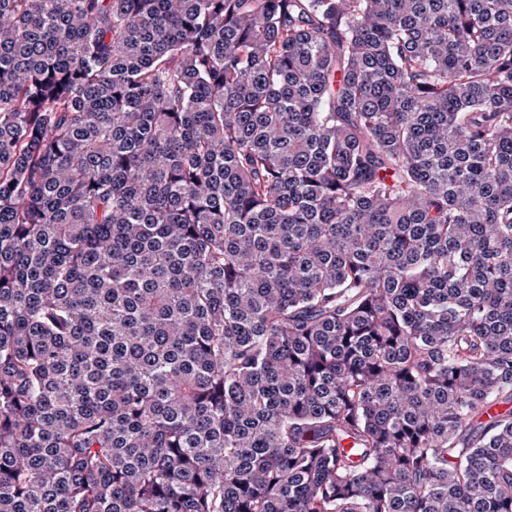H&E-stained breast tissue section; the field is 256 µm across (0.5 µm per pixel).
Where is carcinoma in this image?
<instances>
[{
	"mask_svg": "<svg viewBox=\"0 0 512 512\" xmlns=\"http://www.w3.org/2000/svg\"><path fill=\"white\" fill-rule=\"evenodd\" d=\"M0 512H512V0H0Z\"/></svg>",
	"mask_w": 512,
	"mask_h": 512,
	"instance_id": "cac0c4a2",
	"label": "carcinoma"
}]
</instances>
